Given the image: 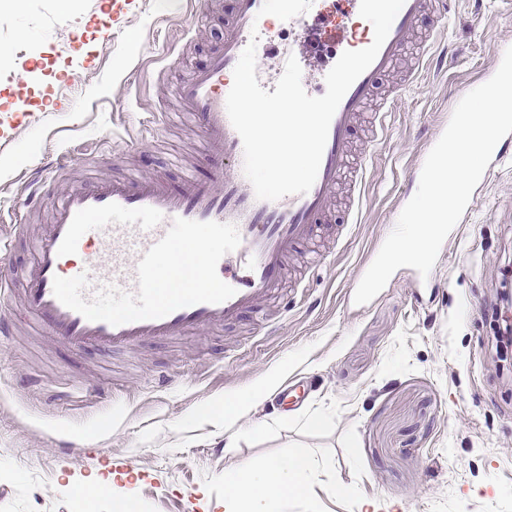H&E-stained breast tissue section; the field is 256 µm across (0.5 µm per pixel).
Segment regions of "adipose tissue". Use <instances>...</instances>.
<instances>
[{
	"label": "adipose tissue",
	"instance_id": "adipose-tissue-1",
	"mask_svg": "<svg viewBox=\"0 0 512 512\" xmlns=\"http://www.w3.org/2000/svg\"><path fill=\"white\" fill-rule=\"evenodd\" d=\"M321 468L305 453L227 467L224 512H277L280 501L304 489Z\"/></svg>",
	"mask_w": 512,
	"mask_h": 512
}]
</instances>
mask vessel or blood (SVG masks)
I'll return each instance as SVG.
<instances>
[{
	"mask_svg": "<svg viewBox=\"0 0 512 512\" xmlns=\"http://www.w3.org/2000/svg\"><path fill=\"white\" fill-rule=\"evenodd\" d=\"M262 5L263 0H231L222 47L212 53L205 68L176 88L200 133L208 180L190 177L174 186L152 176H121L70 189L57 201L52 224L34 240V260L26 270L21 304L48 336L72 352L176 340L258 314L281 288L288 256L299 241L312 236L342 180L350 182L349 208H358L371 156L365 152L351 157L349 147L382 78L409 55L417 64L432 62L442 68L453 61L447 51L435 49L454 8L453 0H405L375 61L349 88L331 121L311 190L277 201L260 200L244 174L242 140L226 112L233 69L252 42L258 55L274 48L281 59H288L297 45L309 43L318 15L313 7L275 23L261 15ZM427 16L432 22L425 27L421 21ZM285 30L293 32V41L282 42ZM177 218L236 226L241 243L217 265L220 279L235 288L234 296L218 304L198 303L162 318L119 326L87 320L54 296V277L82 273L89 278L84 299H92L106 284L137 292L139 261Z\"/></svg>",
	"mask_w": 512,
	"mask_h": 512,
	"instance_id": "1",
	"label": "vessel or blood"
}]
</instances>
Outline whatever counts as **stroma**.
<instances>
[{
    "label": "stroma",
    "mask_w": 512,
    "mask_h": 512,
    "mask_svg": "<svg viewBox=\"0 0 512 512\" xmlns=\"http://www.w3.org/2000/svg\"><path fill=\"white\" fill-rule=\"evenodd\" d=\"M0 0V112L16 84L44 111L18 117L0 139V218L21 216L0 276L32 260L31 230L48 223L58 195L102 172L176 180L194 161L197 132L171 89L204 68L223 43L229 0L193 13L190 0H136L111 41L90 39L110 0ZM318 53L307 78L339 41L364 36L352 0H319ZM84 37V52L70 44ZM459 47L450 69L419 70L391 102L374 148L358 221L338 206L300 255L323 244L278 335L252 319L178 341L73 355L24 324L18 300L0 317L19 327L0 340V512H224V469L253 458L308 452L325 462L280 512H512V374L501 376L483 316L512 266V144L492 169L459 236L449 238L429 287L398 269L364 307L345 298L394 229L405 182L440 138L458 86L480 85L497 46H512V0H457L444 34ZM169 113L160 126L161 113ZM65 150L63 168L34 206L24 175ZM111 166H104V153ZM294 381L302 397L280 402ZM104 386L111 401L97 399ZM261 399L234 423L209 406L254 389ZM79 443L59 461L56 440ZM111 474L112 488L84 502L75 483Z\"/></svg>",
    "instance_id": "obj_1"
}]
</instances>
